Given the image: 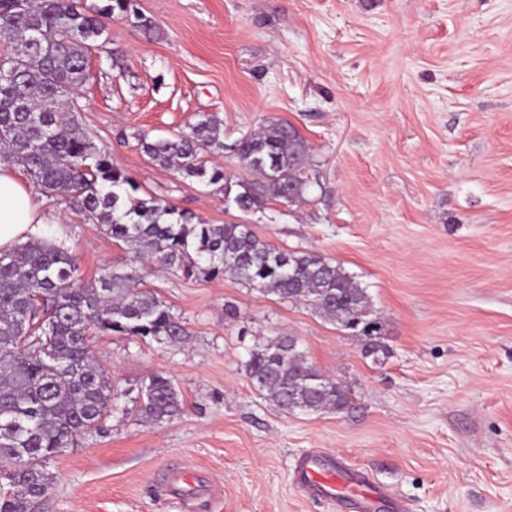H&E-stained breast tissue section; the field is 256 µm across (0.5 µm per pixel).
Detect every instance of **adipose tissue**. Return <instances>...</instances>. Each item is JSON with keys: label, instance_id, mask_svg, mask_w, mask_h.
Segmentation results:
<instances>
[{"label": "adipose tissue", "instance_id": "adipose-tissue-1", "mask_svg": "<svg viewBox=\"0 0 512 512\" xmlns=\"http://www.w3.org/2000/svg\"><path fill=\"white\" fill-rule=\"evenodd\" d=\"M54 221L21 174L13 166L0 164V251H12Z\"/></svg>", "mask_w": 512, "mask_h": 512}]
</instances>
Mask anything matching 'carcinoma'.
<instances>
[{"label":"carcinoma","mask_w":512,"mask_h":512,"mask_svg":"<svg viewBox=\"0 0 512 512\" xmlns=\"http://www.w3.org/2000/svg\"><path fill=\"white\" fill-rule=\"evenodd\" d=\"M127 19L142 30L151 20L133 0H0V162L17 166L47 197L100 224L133 253L187 278L228 275L250 290L303 303L364 341L373 361L387 357L381 322L366 289L341 263L283 249L249 224H208L155 198L114 166L82 127L74 96L87 79L91 51L108 37V21ZM223 120L200 112L170 137H138L155 165L224 194L244 214L271 199L304 200L310 147L288 122L268 118L238 138L232 150L248 179L232 180L209 165L224 153ZM76 258L49 237L0 252V512H40L52 476L46 463L99 427L118 394L109 371L90 353L101 334L185 343L189 332L157 292L136 287L133 272L105 268L91 284ZM247 374L284 412L355 409L350 389L307 361L298 337L273 336L249 351ZM134 403L155 423L183 410L172 380L154 374Z\"/></svg>","instance_id":"cac0c4a2"}]
</instances>
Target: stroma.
<instances>
[{
  "mask_svg": "<svg viewBox=\"0 0 512 512\" xmlns=\"http://www.w3.org/2000/svg\"><path fill=\"white\" fill-rule=\"evenodd\" d=\"M134 3L152 29L112 20L78 90L83 127L141 197L356 274L390 355L374 363L304 304L152 271L47 201L83 281L134 267L189 336L94 337L117 406L50 460L43 512H186L167 493L175 473L205 478L206 512H348L294 480L318 450L408 512H512V0ZM199 112L223 119L228 146L268 117L294 125L312 158L304 203L228 210L140 150L138 136L176 134ZM283 332L351 389L352 413L287 414L253 387L250 349ZM153 374L183 399L160 424L131 402Z\"/></svg>",
  "mask_w": 512,
  "mask_h": 512,
  "instance_id": "1",
  "label": "stroma"
}]
</instances>
